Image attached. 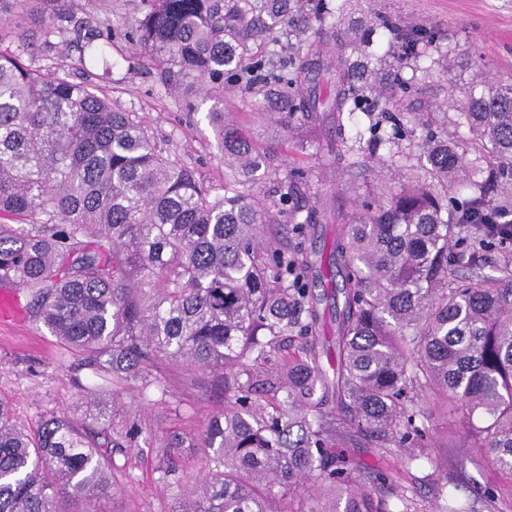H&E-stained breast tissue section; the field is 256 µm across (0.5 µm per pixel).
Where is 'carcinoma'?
Here are the masks:
<instances>
[{
    "label": "carcinoma",
    "mask_w": 512,
    "mask_h": 512,
    "mask_svg": "<svg viewBox=\"0 0 512 512\" xmlns=\"http://www.w3.org/2000/svg\"><path fill=\"white\" fill-rule=\"evenodd\" d=\"M144 2L130 38L169 83L257 88L290 120L329 112L330 162L342 168L407 137L391 92L429 77L421 62L445 40L378 14L351 38L323 37L342 7L333 0ZM66 3L0 0V292L24 291L61 364L88 370L99 390L136 382L165 397L161 368L180 365L222 390L224 407L195 437L172 431L157 448L174 512H481L448 473L419 508L350 449L402 448L415 465L411 445L431 420L422 397L433 394L512 480V84L456 104L463 144L421 123L427 179L386 187L330 251H310L263 228L286 224L305 239L316 196L298 171L278 168L271 203L240 191L269 162L227 132L224 109L207 113L231 171L220 194L157 145L138 113L22 62L11 45L30 44L35 26L56 35ZM276 27L287 42L311 29L317 39L305 54L289 44L242 59ZM76 35L83 55L110 68L112 29ZM388 57L412 75L394 73L387 88ZM359 113L366 125L349 139ZM462 181L468 197L448 206ZM489 247L502 256L497 276L483 273ZM74 384L82 413H51L32 432L0 399V512H109L113 449L153 444L134 419L113 427L93 389ZM186 446L202 450L195 476L179 469Z\"/></svg>",
    "instance_id": "obj_1"
}]
</instances>
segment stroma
Instances as JSON below:
<instances>
[{
  "label": "stroma",
  "instance_id": "35a3bbf8",
  "mask_svg": "<svg viewBox=\"0 0 512 512\" xmlns=\"http://www.w3.org/2000/svg\"><path fill=\"white\" fill-rule=\"evenodd\" d=\"M143 8V0H71L66 9L74 24L92 16L109 19L111 73L81 63L77 45L66 36H53L51 44L23 53L22 59L43 73L63 72L72 81L97 87L123 110L139 113L158 144L185 155L207 185L221 189L228 170L206 119L213 101L194 88L180 94L168 91L160 67L132 44L129 34ZM373 12L404 26L447 33L446 61L434 66L423 91L402 98L401 106L433 113L438 126L447 128L449 139H467L468 131L455 125L456 111L448 101L463 99L473 87L512 81V0H346L334 30L358 28ZM223 99L224 113L238 136L281 168L296 166L305 172L311 192L326 206L315 227L318 243L331 242L343 216L359 212L363 200L418 174L416 157L424 130L401 141V155L382 152L379 159H363L359 168L345 174L328 164L327 148L335 138L331 119L317 124L311 144L301 153L290 128L271 114L260 92L228 87ZM14 311L15 322L0 324V399L9 403L17 424L32 430L44 414L74 408L78 391L70 371L59 362L55 338L32 321L24 304H16ZM165 375L169 394L164 398L140 397L133 383L104 392V400L115 404V425L134 417L158 438L176 428L195 432L221 407L207 380L177 366L166 368ZM429 430L432 455L454 474L462 494L485 499L484 512H512V481L490 461L468 459L466 432L457 421L436 414ZM352 454L367 468L390 472L398 485L414 490L417 499H433L436 475L428 460L405 466L395 448H356ZM113 463L119 483L112 492L111 512H171L173 496L158 480L151 448L122 449L114 454Z\"/></svg>",
  "mask_w": 512,
  "mask_h": 512
}]
</instances>
